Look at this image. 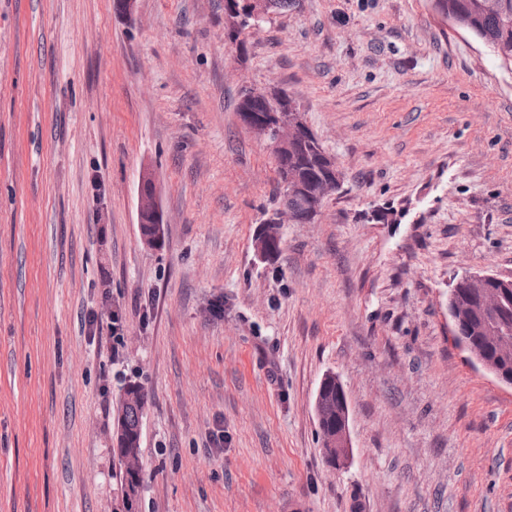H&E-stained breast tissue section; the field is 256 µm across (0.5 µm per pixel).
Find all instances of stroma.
I'll return each instance as SVG.
<instances>
[{
	"mask_svg": "<svg viewBox=\"0 0 512 512\" xmlns=\"http://www.w3.org/2000/svg\"><path fill=\"white\" fill-rule=\"evenodd\" d=\"M247 86L286 94L342 172L268 262L280 178ZM469 273L512 276V70L429 0H300L242 53L224 0H0V512H123L131 383L134 512H512V388L448 318ZM147 222L142 224L141 221ZM138 223L145 231L150 229V224H163V217L157 202V188L150 177H144L138 189ZM161 227V225H160ZM137 386V385H136ZM138 387V386H137ZM146 397L138 387L137 397L133 403H123L122 416L119 423L126 427L128 431L134 436V441L129 452L133 454L135 462L140 463V468L133 472L126 469V462L120 458L123 465L122 471V486H124L123 506L126 512L133 510L134 502L138 496L139 490L142 486V460L140 453L141 442V421L143 412L146 405ZM336 399L339 402L340 407L343 410V417L345 418L339 424L336 425ZM319 412L316 408L317 418L319 413L322 417V421L326 424L327 428H336V431L328 434L321 433L323 444H326L329 448H336V454H334V465L336 470L344 468L351 456L352 442L349 431L348 423V401L346 394L343 390V395L336 389L335 384L328 385L325 390V394L321 397L319 406Z\"/></svg>",
	"mask_w": 512,
	"mask_h": 512,
	"instance_id": "stroma-1",
	"label": "stroma"
}]
</instances>
